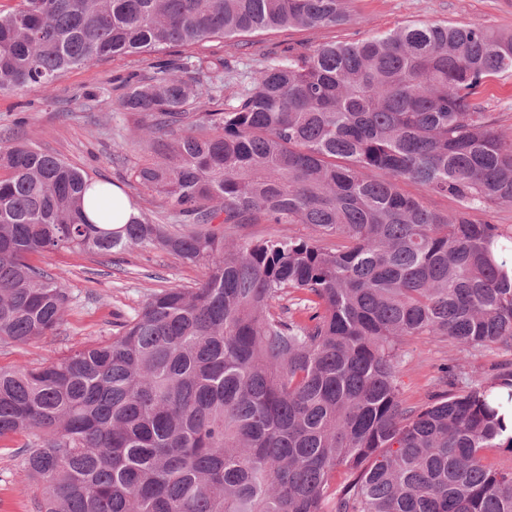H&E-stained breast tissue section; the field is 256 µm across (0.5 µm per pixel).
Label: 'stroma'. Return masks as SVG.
I'll return each instance as SVG.
<instances>
[{
    "label": "stroma",
    "instance_id": "stroma-1",
    "mask_svg": "<svg viewBox=\"0 0 512 512\" xmlns=\"http://www.w3.org/2000/svg\"><path fill=\"white\" fill-rule=\"evenodd\" d=\"M357 20L333 28L281 29L228 46L221 41L172 48V56L200 53L222 55L231 74L260 69L268 56L293 47L328 42L353 43L375 32L397 29L407 21L451 23L481 22L496 33H512V0H352ZM139 55H121L89 68H74L60 76L49 90L31 87L0 94V142L20 139L55 153L86 171L94 180L127 186L130 170L147 156L139 143L135 118L102 112L84 99L86 91L102 89L117 100L120 82L144 70ZM485 111L495 113L506 132L512 133V75L488 81L480 89ZM32 263L64 276L70 304L57 328L24 345L0 344V366H36L70 349L111 336L134 316L145 297L173 284L194 287L202 267L181 263L158 252H129L99 264L96 256L59 250L36 254ZM512 363V348L488 346L465 350L431 336L407 341L398 363V385L407 406L423 405L445 388L444 367L458 365L466 372L492 373ZM31 441L27 435L0 438V512H36L35 483L25 479L18 449Z\"/></svg>",
    "mask_w": 512,
    "mask_h": 512
}]
</instances>
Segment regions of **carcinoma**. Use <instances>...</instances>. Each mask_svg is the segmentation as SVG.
Listing matches in <instances>:
<instances>
[{"instance_id":"obj_1","label":"carcinoma","mask_w":512,"mask_h":512,"mask_svg":"<svg viewBox=\"0 0 512 512\" xmlns=\"http://www.w3.org/2000/svg\"><path fill=\"white\" fill-rule=\"evenodd\" d=\"M349 0H20L0 12V92L120 54L153 57L117 105L152 156L130 187L160 200L112 227V183L27 142L0 145V342L54 330L66 279L30 256L168 253L204 268L150 294L116 336L0 367V437L37 512H512L499 410L512 368L404 406L416 336L512 347V136L477 101L512 72V35L413 22L267 58L224 96V58L176 46L351 22ZM413 183L410 195L402 184ZM456 201L451 212L426 198ZM98 213L95 223L89 211ZM244 224L305 235L230 239ZM291 299L289 307L281 301ZM341 469L346 479L332 491Z\"/></svg>"}]
</instances>
